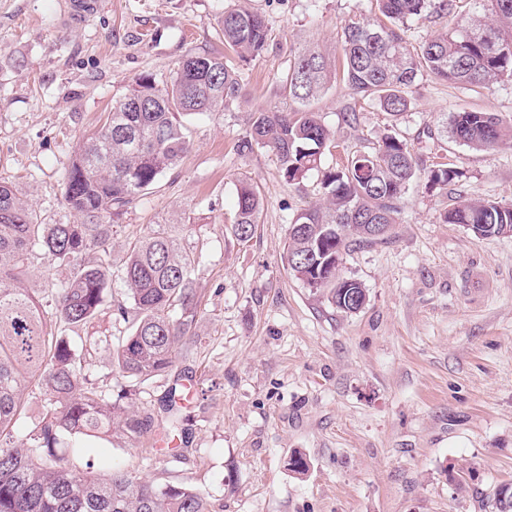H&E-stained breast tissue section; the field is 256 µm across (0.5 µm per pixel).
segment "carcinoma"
<instances>
[{"instance_id":"cac0c4a2","label":"carcinoma","mask_w":512,"mask_h":512,"mask_svg":"<svg viewBox=\"0 0 512 512\" xmlns=\"http://www.w3.org/2000/svg\"><path fill=\"white\" fill-rule=\"evenodd\" d=\"M381 17L351 18L343 26L342 79L363 99L377 102L392 116L410 106L409 93L423 74L460 87L487 88L512 80V0H481L488 20H475L413 46L405 24L433 7L455 13L457 0H375ZM224 46L240 59L266 46L265 19L237 4L218 18ZM337 79L336 68L320 50L307 48L295 57L283 80V92L296 104L291 111L260 109L240 148H265L275 154L286 181L300 182L322 171L324 203L298 212L289 225L287 263L308 288L324 291L329 303L350 314L343 290L366 297L361 284L338 276L328 266L311 268L357 242L363 224H393L398 203L416 174L407 144L393 134L355 151L340 167L321 170L335 135L312 103ZM239 89L238 73L222 54L184 58L170 84L159 89L140 77L116 101L99 131L78 147L63 182L64 205L80 218L76 224H44L36 211L0 180V512H211L200 490L180 484L157 485L125 469L103 476L77 473L62 464L65 448L83 438L136 439L155 428L154 416L132 404L136 385L169 372L194 342L197 293L192 272L196 258L178 238L156 229L112 257V218L151 189L175 167L189 148L182 117L219 112ZM146 105L125 111L126 103ZM454 138L476 150H493L512 141V123L484 112L452 116ZM456 176L448 164L428 171L434 185ZM260 197L242 182L237 188L232 231L249 240L258 223ZM446 221L462 224L480 238L512 232V205L493 201L463 203ZM341 224L345 233L332 228ZM65 267L69 275L39 297L24 286L37 258ZM123 283L130 307H117L126 319L135 313L131 332L112 343V358L132 381L117 396L86 374L73 334L107 308L112 275ZM35 378L46 399L43 417L14 445V431L24 414L27 380ZM177 386L168 390L164 411L168 427L178 429ZM495 512H512V483L493 490Z\"/></svg>"}]
</instances>
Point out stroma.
I'll use <instances>...</instances> for the list:
<instances>
[{"label": "stroma", "mask_w": 512, "mask_h": 512, "mask_svg": "<svg viewBox=\"0 0 512 512\" xmlns=\"http://www.w3.org/2000/svg\"><path fill=\"white\" fill-rule=\"evenodd\" d=\"M64 2L0 0V178L46 224L74 220L61 188L77 144L137 78L161 86L185 56L223 52L217 19L232 4L102 0L69 27ZM247 5L267 23L265 50L238 63L239 91L223 112L185 118L184 158L129 205L112 235L119 252L167 224L199 256L195 341L136 399L164 419L175 375H192L179 455L157 450L152 432L95 440L65 463L198 488L212 512H491L492 490L512 482V236L482 239L444 217L473 200L512 204V143L476 150L446 123L463 111L512 121V81L469 90L426 76L398 117L341 82L314 101L337 143L324 166L392 132L419 168L384 238L343 254L341 275L367 293L361 311L344 314L286 259L289 224L318 200V174L288 183L272 152L244 156L238 144L251 112L289 107L282 83L294 55L315 46L339 57L345 21L374 17L375 0ZM480 13L475 0H460L450 16L426 11L406 36L416 45ZM438 162L456 172L443 188L427 178ZM242 181L261 201L245 242L232 233ZM296 451L306 473L288 465ZM449 467L471 471L466 491L449 483Z\"/></svg>", "instance_id": "1"}]
</instances>
